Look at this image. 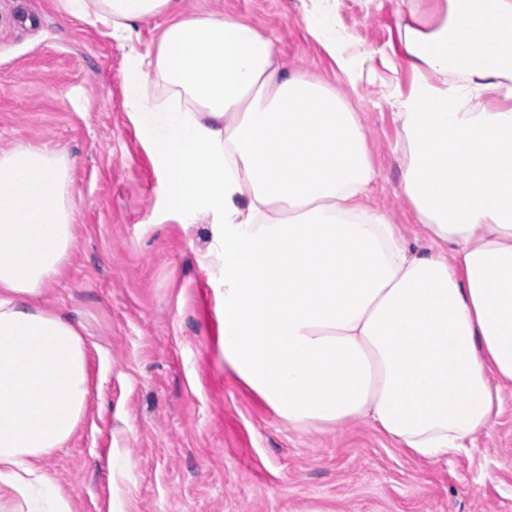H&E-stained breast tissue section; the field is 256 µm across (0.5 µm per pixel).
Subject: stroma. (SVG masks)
<instances>
[{
  "instance_id": "35a3bbf8",
  "label": "stroma",
  "mask_w": 512,
  "mask_h": 512,
  "mask_svg": "<svg viewBox=\"0 0 512 512\" xmlns=\"http://www.w3.org/2000/svg\"><path fill=\"white\" fill-rule=\"evenodd\" d=\"M363 60L349 84L305 30L303 0H181L131 39L64 17L56 0H0V149L48 144L71 162L79 226L45 304L83 326L92 396L44 467L75 512H512V389L469 451L428 461L370 424L288 426L225 366L220 290L198 257L212 220L168 210L125 101L131 51L155 52L173 21L229 13L275 43L283 70L341 93L365 128L377 178L364 203L409 247L431 245L400 189L392 102L409 88L398 0H333ZM129 461L113 479L112 456Z\"/></svg>"
}]
</instances>
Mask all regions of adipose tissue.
Masks as SVG:
<instances>
[{
    "label": "adipose tissue",
    "mask_w": 512,
    "mask_h": 512,
    "mask_svg": "<svg viewBox=\"0 0 512 512\" xmlns=\"http://www.w3.org/2000/svg\"><path fill=\"white\" fill-rule=\"evenodd\" d=\"M329 0L305 29L350 84ZM411 72L393 106L401 190L431 250L364 206L375 172L356 112L282 71L273 40L227 14L171 23L132 56L126 102L181 223L212 217L224 362L301 430L362 419L411 455L472 444L512 387V0H399ZM127 36L177 0H58ZM494 102H483L487 90ZM70 162L0 150V512H74L40 462L91 396L80 324L37 301L76 239Z\"/></svg>",
    "instance_id": "1"
}]
</instances>
